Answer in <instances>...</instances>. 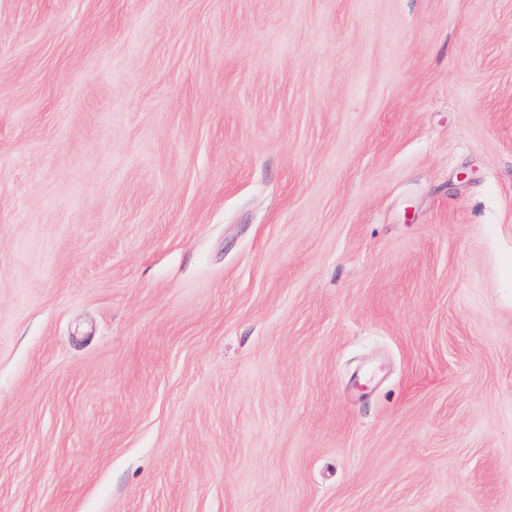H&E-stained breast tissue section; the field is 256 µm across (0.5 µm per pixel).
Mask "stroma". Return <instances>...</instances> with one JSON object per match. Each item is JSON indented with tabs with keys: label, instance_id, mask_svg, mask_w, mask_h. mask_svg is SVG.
<instances>
[{
	"label": "stroma",
	"instance_id": "35a3bbf8",
	"mask_svg": "<svg viewBox=\"0 0 512 512\" xmlns=\"http://www.w3.org/2000/svg\"><path fill=\"white\" fill-rule=\"evenodd\" d=\"M0 512H512V0H0Z\"/></svg>",
	"mask_w": 512,
	"mask_h": 512
}]
</instances>
